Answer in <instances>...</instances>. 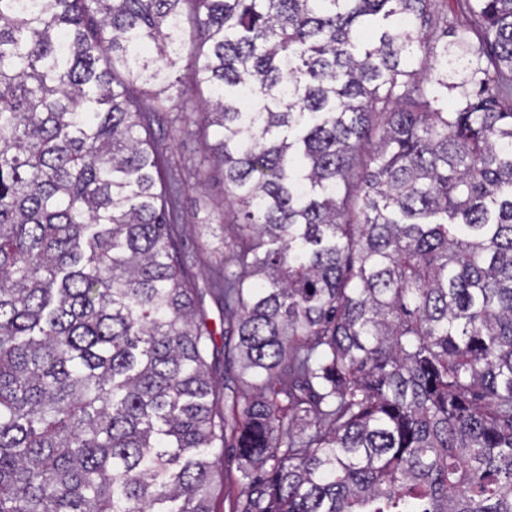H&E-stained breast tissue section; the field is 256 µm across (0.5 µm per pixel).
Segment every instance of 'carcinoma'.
<instances>
[{
	"label": "carcinoma",
	"mask_w": 512,
	"mask_h": 512,
	"mask_svg": "<svg viewBox=\"0 0 512 512\" xmlns=\"http://www.w3.org/2000/svg\"><path fill=\"white\" fill-rule=\"evenodd\" d=\"M439 2L0 0V512H214L228 432L233 512H512V0ZM201 85L232 423L153 140Z\"/></svg>",
	"instance_id": "carcinoma-1"
}]
</instances>
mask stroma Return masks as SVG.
<instances>
[{
    "instance_id": "35a3bbf8",
    "label": "stroma",
    "mask_w": 512,
    "mask_h": 512,
    "mask_svg": "<svg viewBox=\"0 0 512 512\" xmlns=\"http://www.w3.org/2000/svg\"><path fill=\"white\" fill-rule=\"evenodd\" d=\"M154 140L164 159L163 174L178 189L175 198V237L184 272L196 290V303L211 330L224 328L225 274L234 272L230 261L236 229L224 203V181L213 173L206 191L197 188L198 172L211 158L218 139L216 127H202L193 109L161 113L153 124ZM240 462L225 450L215 487L218 512H232L240 486Z\"/></svg>"
}]
</instances>
